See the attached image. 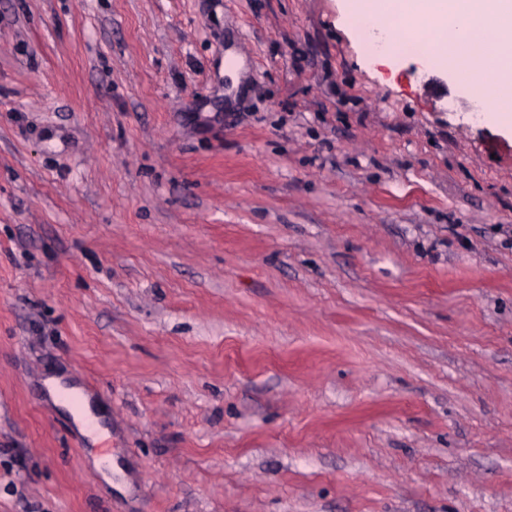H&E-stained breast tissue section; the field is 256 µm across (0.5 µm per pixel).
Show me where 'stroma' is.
<instances>
[{"label":"stroma","mask_w":512,"mask_h":512,"mask_svg":"<svg viewBox=\"0 0 512 512\" xmlns=\"http://www.w3.org/2000/svg\"><path fill=\"white\" fill-rule=\"evenodd\" d=\"M346 9L0 0V512H512V132ZM43 384L54 404L69 413L78 430L89 436L93 442L96 441L99 434L108 431L107 428L100 423L105 418L103 410L99 407L94 410L89 398L83 396L77 387H66L65 383H63V377L55 375L47 377ZM62 393L77 399L79 401V407L74 409L67 399H61L60 395ZM90 421L95 422L93 428L89 427Z\"/></svg>","instance_id":"stroma-1"}]
</instances>
